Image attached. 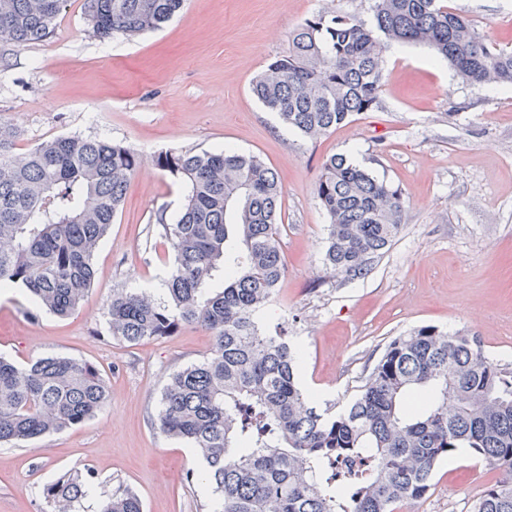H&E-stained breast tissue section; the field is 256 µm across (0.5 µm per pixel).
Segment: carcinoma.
<instances>
[{
  "label": "carcinoma",
  "mask_w": 512,
  "mask_h": 512,
  "mask_svg": "<svg viewBox=\"0 0 512 512\" xmlns=\"http://www.w3.org/2000/svg\"><path fill=\"white\" fill-rule=\"evenodd\" d=\"M67 0H0V44L25 47L54 30ZM185 0H83L94 37L136 39L166 25ZM373 19L318 13L253 85L257 99L316 139L379 104L385 53L424 44L472 86L512 84V45L491 43L447 0H372ZM0 117V288L25 292L58 317L94 283L95 252L144 156L120 143L60 136L16 152ZM152 165L186 185L180 214L159 217L172 265L157 297L112 293V337L130 344L198 325L212 349L174 371L159 399L160 430L194 449L199 478L222 512H396L422 499L437 464L466 448L499 470L474 512H512V367L462 331L423 326L391 340L354 399L320 410L300 383L299 350L266 334L260 313L284 277L277 172L252 154L165 150ZM316 197L329 217L325 271L366 276L394 244L402 192L326 157ZM111 388L90 362L0 356V446L24 447L102 413ZM92 492L80 472L42 489L48 512H79ZM99 512H142L128 490Z\"/></svg>",
  "instance_id": "cac0c4a2"
}]
</instances>
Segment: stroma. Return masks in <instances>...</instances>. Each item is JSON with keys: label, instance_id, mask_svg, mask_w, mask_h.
Here are the masks:
<instances>
[{"label": "stroma", "instance_id": "1", "mask_svg": "<svg viewBox=\"0 0 512 512\" xmlns=\"http://www.w3.org/2000/svg\"><path fill=\"white\" fill-rule=\"evenodd\" d=\"M83 0H68L48 39L0 44V116L20 131L18 151L60 136L106 139L141 152L123 205L94 256L91 293L74 315L26 314L20 291L0 295V355L23 363L62 355L93 363L112 401L100 415L24 448L0 447V512H44L41 489L80 471L93 491L83 512L134 490L144 512H215L217 500L187 471L191 448L157 426L173 371L200 360L210 332L183 325L138 344L114 339L105 305L114 289L159 292L171 256L159 212L175 216L181 183L150 162L170 149L254 154L282 183L285 276L261 313L302 350L301 384L340 410L394 337L421 326L477 336L494 362L512 365V87L471 86L424 45L386 54L380 102L311 140L283 124L251 84L288 48L290 32L321 12L372 18L369 0H186L162 30L99 41ZM489 41L512 33V0H448ZM343 154L406 200L399 236L365 277L322 266L327 216L316 198L321 162ZM454 452L429 493L397 512H473L498 480Z\"/></svg>", "mask_w": 512, "mask_h": 512}]
</instances>
